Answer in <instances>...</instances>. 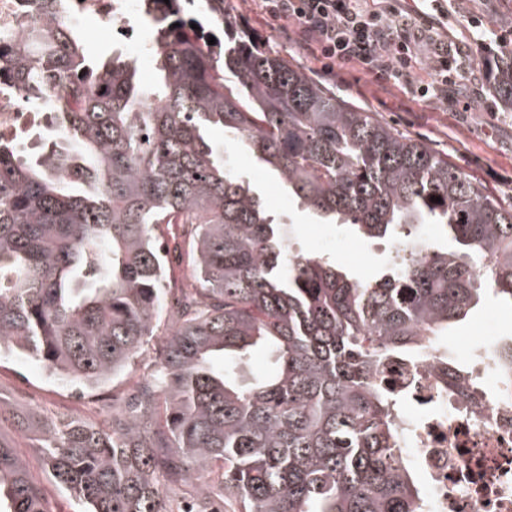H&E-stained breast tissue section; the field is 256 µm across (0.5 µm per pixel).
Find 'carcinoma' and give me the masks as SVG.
<instances>
[{"instance_id": "cac0c4a2", "label": "carcinoma", "mask_w": 512, "mask_h": 512, "mask_svg": "<svg viewBox=\"0 0 512 512\" xmlns=\"http://www.w3.org/2000/svg\"><path fill=\"white\" fill-rule=\"evenodd\" d=\"M42 2L12 77L54 108L55 129L33 158L0 146V354L83 388L129 370L169 292L164 224L189 238L193 288L125 406L86 421L0 399V418L39 437L81 512H224L226 497L239 512H427L383 371L432 354L466 388L440 340L486 296L512 304V204L249 38L208 44L181 0L145 2L149 92L136 63L94 57ZM482 64L512 112V49ZM213 126L318 220L401 244L394 268L357 276L290 255ZM425 224L453 247L427 246ZM255 348L270 369L250 378ZM0 512H54L1 442Z\"/></svg>"}]
</instances>
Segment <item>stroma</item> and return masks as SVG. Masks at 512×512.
Here are the masks:
<instances>
[{
  "instance_id": "stroma-1",
  "label": "stroma",
  "mask_w": 512,
  "mask_h": 512,
  "mask_svg": "<svg viewBox=\"0 0 512 512\" xmlns=\"http://www.w3.org/2000/svg\"><path fill=\"white\" fill-rule=\"evenodd\" d=\"M422 8L428 18L424 25L428 38L452 48L458 69L455 85L448 88V108L444 111L399 89L382 88L371 76L347 64H334L332 73H325L322 62L290 42L284 31L260 20L254 0H224L225 13L245 22L268 50L399 132L447 156L491 195L510 202L512 112L500 111L485 91L478 39L489 32L512 38V0H424ZM212 140L258 188L268 208L281 215L283 234L295 250L336 260L361 275L385 266L386 242L365 240L357 247L345 244V227L316 223L306 211L290 203L274 175L262 169L240 143L225 139L220 131L213 132ZM490 322L512 336V306L488 300L449 336L451 358L465 362L477 346L480 330ZM154 356V349H147L128 374L104 387L80 390L50 377L35 359L5 354L0 356V398L19 410L75 412L94 419L129 400L137 381L153 369ZM0 440L16 449L56 512H79L78 502L67 497L43 470L36 440L20 431L11 417L0 418Z\"/></svg>"
}]
</instances>
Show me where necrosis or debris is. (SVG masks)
I'll list each match as a JSON object with an SVG mask.
<instances>
[{
  "mask_svg": "<svg viewBox=\"0 0 512 512\" xmlns=\"http://www.w3.org/2000/svg\"><path fill=\"white\" fill-rule=\"evenodd\" d=\"M59 20H97L124 26L143 17L141 0H55ZM38 0H0V142L51 127L9 77L11 58L33 23ZM482 396L448 390L432 360L388 368L386 380L404 389V446L425 475L429 512H512V373L504 365V338L486 325L469 361Z\"/></svg>",
  "mask_w": 512,
  "mask_h": 512,
  "instance_id": "obj_1",
  "label": "necrosis or debris"
}]
</instances>
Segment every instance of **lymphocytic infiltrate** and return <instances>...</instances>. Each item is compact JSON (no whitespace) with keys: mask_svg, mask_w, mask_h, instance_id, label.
Here are the masks:
<instances>
[{"mask_svg":"<svg viewBox=\"0 0 512 512\" xmlns=\"http://www.w3.org/2000/svg\"><path fill=\"white\" fill-rule=\"evenodd\" d=\"M260 9L268 19L286 21L296 43L314 58L358 67L383 84L447 107L448 55L434 49L426 64L433 80L419 81L417 72L425 64L413 33L416 18L399 0H389L381 13L360 7L359 0H260Z\"/></svg>","mask_w":512,"mask_h":512,"instance_id":"1","label":"lymphocytic infiltrate"}]
</instances>
